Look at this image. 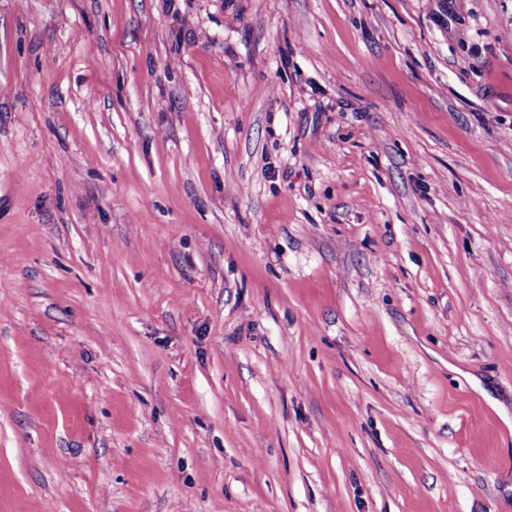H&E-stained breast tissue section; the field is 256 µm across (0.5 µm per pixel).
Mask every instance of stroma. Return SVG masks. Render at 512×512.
Masks as SVG:
<instances>
[{"mask_svg":"<svg viewBox=\"0 0 512 512\" xmlns=\"http://www.w3.org/2000/svg\"><path fill=\"white\" fill-rule=\"evenodd\" d=\"M0 512H512V0H0Z\"/></svg>","mask_w":512,"mask_h":512,"instance_id":"stroma-1","label":"stroma"}]
</instances>
